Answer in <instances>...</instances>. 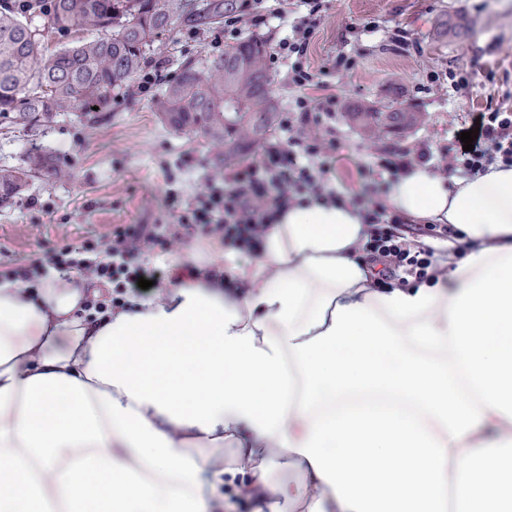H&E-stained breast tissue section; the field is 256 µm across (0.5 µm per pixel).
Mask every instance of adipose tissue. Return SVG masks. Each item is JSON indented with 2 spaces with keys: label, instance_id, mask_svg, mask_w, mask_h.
<instances>
[{
  "label": "adipose tissue",
  "instance_id": "obj_1",
  "mask_svg": "<svg viewBox=\"0 0 512 512\" xmlns=\"http://www.w3.org/2000/svg\"><path fill=\"white\" fill-rule=\"evenodd\" d=\"M388 202L453 225L454 287L371 290L357 209L318 202L97 321L86 278L0 279V512H218L243 478L267 512H512V168L415 166ZM289 456L303 479L270 481ZM251 434L247 431L243 432L239 437V442L234 439H225L224 446L221 448H206L201 453L202 456L210 463L223 462L226 465L231 459L236 458L242 449L240 445L242 442L249 440Z\"/></svg>",
  "mask_w": 512,
  "mask_h": 512
}]
</instances>
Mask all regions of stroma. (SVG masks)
I'll return each mask as SVG.
<instances>
[{
  "instance_id": "stroma-1",
  "label": "stroma",
  "mask_w": 512,
  "mask_h": 512,
  "mask_svg": "<svg viewBox=\"0 0 512 512\" xmlns=\"http://www.w3.org/2000/svg\"><path fill=\"white\" fill-rule=\"evenodd\" d=\"M450 17L465 20L468 36L441 34L440 22ZM397 29L406 32L410 49L390 42ZM207 33L177 27L149 55L178 72L184 61L216 56ZM343 54L356 58L353 69H335ZM309 59L339 97L377 111L410 106L423 116L412 130L373 139L337 118L336 137L355 158L395 145L436 151L452 141L451 113L465 121L491 104L512 108V0H325ZM461 69L476 74L470 88L428 83L430 71ZM489 70L491 83L484 77ZM34 146L56 155L70 174L35 178L20 197L0 204V269L71 243L106 239L118 224L165 221L174 205L224 178L208 140L164 125L151 96L129 88L111 111L58 115L33 138L0 118V168L20 165Z\"/></svg>"
}]
</instances>
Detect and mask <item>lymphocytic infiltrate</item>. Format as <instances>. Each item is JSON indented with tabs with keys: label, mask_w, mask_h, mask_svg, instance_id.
<instances>
[{
	"label": "lymphocytic infiltrate",
	"mask_w": 512,
	"mask_h": 512,
	"mask_svg": "<svg viewBox=\"0 0 512 512\" xmlns=\"http://www.w3.org/2000/svg\"><path fill=\"white\" fill-rule=\"evenodd\" d=\"M309 15L294 27L291 39L279 42L270 64L288 63V81L299 90L292 107L280 115L282 135L269 141L259 161L243 163L210 182L193 196L171 224L120 225L106 240L84 241L46 253L42 261L1 272L5 278L29 282L41 277L46 267L73 269L80 275L136 285L145 269L139 256L157 247L171 248L189 238L216 240L238 253L258 256L266 233L281 211L313 201L351 203L368 236L358 251L365 262L379 265L375 282L382 288L391 282L426 283L438 280L440 270L426 241L454 235L449 224H416L386 204L388 190L406 174L415 160L431 162L441 174L464 177L484 173L489 166L512 167V110L487 109L477 116L479 133L470 151L447 150L431 155L426 149L411 151L393 147L372 163L356 168L358 189L339 194L328 184L336 174L340 143L333 119L341 100L322 93L323 85L308 62L309 46L317 26L319 0H303Z\"/></svg>",
	"instance_id": "lymphocytic-infiltrate-1"
}]
</instances>
